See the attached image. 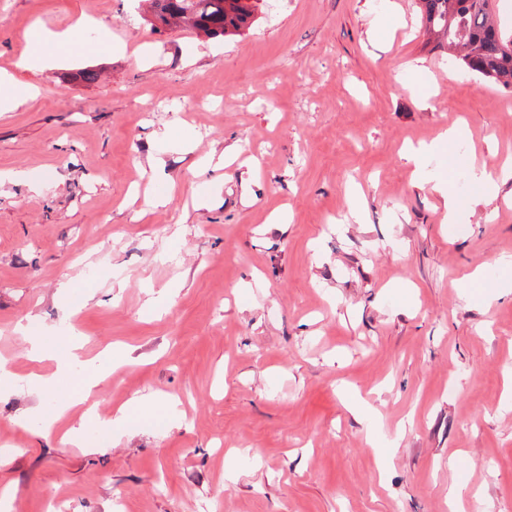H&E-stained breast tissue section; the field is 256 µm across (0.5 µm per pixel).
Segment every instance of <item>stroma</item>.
<instances>
[{
  "mask_svg": "<svg viewBox=\"0 0 512 512\" xmlns=\"http://www.w3.org/2000/svg\"><path fill=\"white\" fill-rule=\"evenodd\" d=\"M150 14L0 0V70L39 90L0 112V512H512V98L419 0H259L222 40ZM459 124L425 160L446 224L408 154ZM65 329L81 365L39 392L29 339ZM134 399L177 413L102 428Z\"/></svg>",
  "mask_w": 512,
  "mask_h": 512,
  "instance_id": "1",
  "label": "stroma"
}]
</instances>
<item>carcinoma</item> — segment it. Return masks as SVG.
<instances>
[{"instance_id":"cac0c4a2","label":"carcinoma","mask_w":512,"mask_h":512,"mask_svg":"<svg viewBox=\"0 0 512 512\" xmlns=\"http://www.w3.org/2000/svg\"><path fill=\"white\" fill-rule=\"evenodd\" d=\"M151 24L171 25L173 19L209 38L239 31L252 18L251 0H151ZM423 19L431 32L446 37L448 55L483 80L512 92V30L496 18V0H421Z\"/></svg>"}]
</instances>
